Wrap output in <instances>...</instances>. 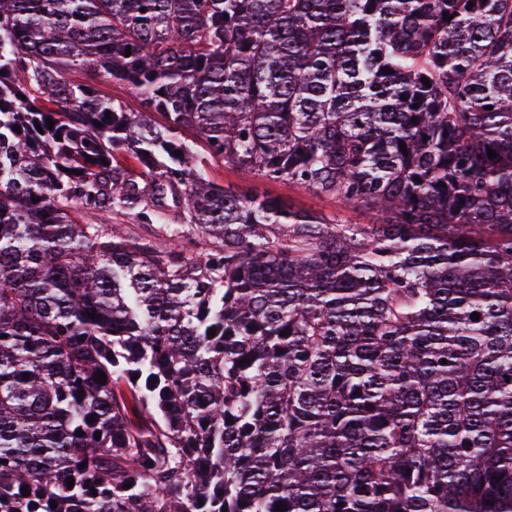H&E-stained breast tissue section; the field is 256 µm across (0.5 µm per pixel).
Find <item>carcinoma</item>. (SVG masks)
Here are the masks:
<instances>
[{
    "mask_svg": "<svg viewBox=\"0 0 512 512\" xmlns=\"http://www.w3.org/2000/svg\"><path fill=\"white\" fill-rule=\"evenodd\" d=\"M280 502L512 512V0H0V512ZM96 87L100 94L119 99L131 111L137 112L142 108L140 99L131 93L127 87L112 83L107 78L99 79ZM211 179L235 193L265 192L282 198L287 204L315 212L327 221L368 223L369 214L364 210H346L329 197H318L304 187L288 184L267 183L257 177L247 178L232 165L220 160H211L207 166ZM98 222L100 224H120L125 233L137 238L151 239L157 242L164 240L162 235H165V231L160 229L159 224H142L134 213L104 214Z\"/></svg>",
    "mask_w": 512,
    "mask_h": 512,
    "instance_id": "1",
    "label": "carcinoma"
}]
</instances>
